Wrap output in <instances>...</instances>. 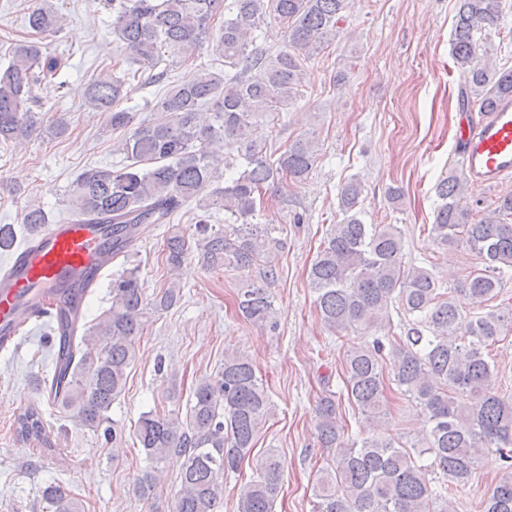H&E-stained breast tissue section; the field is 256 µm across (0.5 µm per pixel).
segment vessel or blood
Listing matches in <instances>:
<instances>
[{
  "label": "vessel or blood",
  "mask_w": 512,
  "mask_h": 512,
  "mask_svg": "<svg viewBox=\"0 0 512 512\" xmlns=\"http://www.w3.org/2000/svg\"><path fill=\"white\" fill-rule=\"evenodd\" d=\"M463 174L486 186L512 176V99L460 127ZM109 230L100 224L64 219L33 233L14 248L0 268V350L10 351L23 330L42 320L56 321V297L68 290L75 314H82L91 288L112 266Z\"/></svg>",
  "instance_id": "1"
}]
</instances>
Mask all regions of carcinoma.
Masks as SVG:
<instances>
[{
    "label": "carcinoma",
    "mask_w": 512,
    "mask_h": 512,
    "mask_svg": "<svg viewBox=\"0 0 512 512\" xmlns=\"http://www.w3.org/2000/svg\"><path fill=\"white\" fill-rule=\"evenodd\" d=\"M452 54L465 78L462 106L492 112L512 97V67H497L476 34L496 25L503 0H456ZM350 0H99L112 19V33L126 59L150 70L175 56L190 61L209 45L224 59V73L203 71L190 84L171 87L151 108L160 117L138 120L137 109L121 107L125 86L136 73L99 74L87 87L88 106L105 114L111 131H123L121 168L93 167L78 178L68 202L79 222L112 225L115 252L145 224H169L194 201L200 210H224L233 236L199 220L198 246L211 268L246 271L279 246L254 223L266 195L283 179L303 180L317 161L314 138L303 137L280 153L268 154L257 131L256 114L276 112L303 93L305 61L337 34ZM273 19L287 38L276 52L258 43L260 24ZM223 20L218 31L212 23ZM30 37L18 44L0 69V141L13 142L38 131L41 104L35 88L61 75L68 59L46 51L44 41L60 32L61 16L46 0H32L27 12ZM213 108L211 121L200 108ZM240 145L237 174L214 185L224 158V142ZM463 173L440 180L439 204L431 224L433 242L463 245L482 269L449 291L432 270L404 261V239L395 224H366L361 218L363 186L351 180L341 188L342 218L331 225L310 266L308 281L324 325L353 331L360 341L346 351L341 381L362 414L387 416V390L395 387L426 418L422 436L402 444L372 429L349 446L339 441L336 393L328 390L317 406V428L324 448L336 449L335 465L321 472L314 487L313 512H453L448 484L465 483L480 457L495 453L512 461V397L497 387L498 371L489 347L512 331V308L494 306L469 316L466 308L494 300L503 278L512 274V193L494 208L473 211L462 203ZM48 223L41 208L27 209L29 232ZM167 264L177 269L188 255L185 236L166 237ZM139 266L124 267L112 279V301L96 322L71 338L58 355L49 388L52 402L76 424L103 431L117 444L107 413L125 389L135 357V341L147 309L164 311L180 299L171 284L149 301ZM236 307L255 324L277 327L276 311L264 286L239 289ZM406 320L394 324L392 311ZM272 404L251 360L224 356L215 375L201 378L185 417L143 413L136 437L147 458L185 456L173 512H217L219 480L240 470L270 417ZM23 441L47 443L45 421L32 404L16 420ZM282 465L268 448L256 475L239 490L237 512H273L280 494ZM42 498L53 512H80L75 499L50 484ZM484 512H512V479L496 484Z\"/></svg>",
    "instance_id": "obj_1"
}]
</instances>
